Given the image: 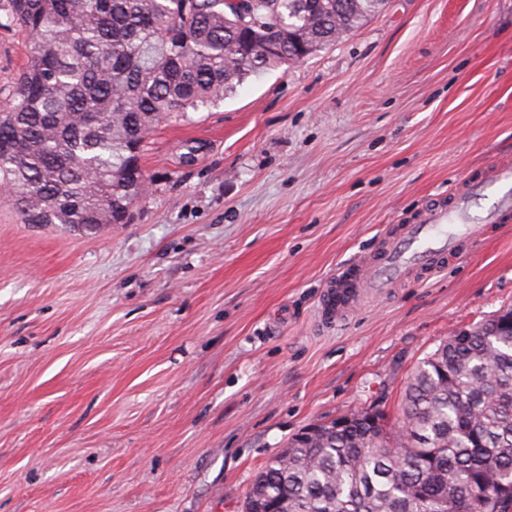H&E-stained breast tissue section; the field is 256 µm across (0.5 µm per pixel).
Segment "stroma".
<instances>
[{"mask_svg":"<svg viewBox=\"0 0 512 512\" xmlns=\"http://www.w3.org/2000/svg\"><path fill=\"white\" fill-rule=\"evenodd\" d=\"M26 33L0 29V86ZM512 160V0H388L335 45L162 120L127 223L0 194V512H243L303 428L512 307V223L349 321L319 297L389 225Z\"/></svg>","mask_w":512,"mask_h":512,"instance_id":"obj_1","label":"stroma"}]
</instances>
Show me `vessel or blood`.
<instances>
[{"label":"vessel or blood","instance_id":"1","mask_svg":"<svg viewBox=\"0 0 512 512\" xmlns=\"http://www.w3.org/2000/svg\"><path fill=\"white\" fill-rule=\"evenodd\" d=\"M512 222V161L494 162L460 183L448 200L425 207L415 221L390 226L367 256L341 270L320 296L319 319L332 326L372 296L439 272Z\"/></svg>","mask_w":512,"mask_h":512}]
</instances>
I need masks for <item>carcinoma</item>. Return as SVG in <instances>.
I'll return each mask as SVG.
<instances>
[{"label":"carcinoma","mask_w":512,"mask_h":512,"mask_svg":"<svg viewBox=\"0 0 512 512\" xmlns=\"http://www.w3.org/2000/svg\"><path fill=\"white\" fill-rule=\"evenodd\" d=\"M386 0H0L33 40L0 109V186L23 224L97 232L142 192L158 122L308 57ZM512 492V309L453 331L410 369L392 421L373 404L296 434L244 512H499Z\"/></svg>","instance_id":"obj_1"}]
</instances>
